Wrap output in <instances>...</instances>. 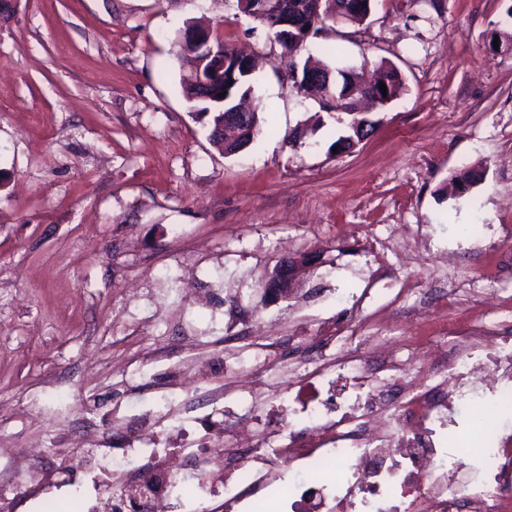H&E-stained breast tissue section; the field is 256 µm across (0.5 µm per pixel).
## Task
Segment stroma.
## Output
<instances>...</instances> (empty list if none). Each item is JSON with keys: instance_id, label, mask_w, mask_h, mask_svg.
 <instances>
[{"instance_id": "obj_1", "label": "stroma", "mask_w": 512, "mask_h": 512, "mask_svg": "<svg viewBox=\"0 0 512 512\" xmlns=\"http://www.w3.org/2000/svg\"><path fill=\"white\" fill-rule=\"evenodd\" d=\"M512 0H379L368 25L336 26L299 57L383 60L406 91L370 112L374 132L332 152L346 121L296 95L287 59L237 0H20L0 23V447L46 445L42 487L81 486L102 512L120 424L150 417L168 455L223 439L212 387L260 368L238 336H282L392 309L422 335L409 281L438 321L456 272L512 289V51L489 46ZM217 26L259 60L262 135L221 154L194 114L178 58L186 21ZM483 178L446 187L460 171ZM306 256L294 295L265 301L286 256ZM187 399L179 421L160 399Z\"/></svg>"}]
</instances>
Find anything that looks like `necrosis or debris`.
I'll return each instance as SVG.
<instances>
[{"label":"necrosis or debris","mask_w":512,"mask_h":512,"mask_svg":"<svg viewBox=\"0 0 512 512\" xmlns=\"http://www.w3.org/2000/svg\"><path fill=\"white\" fill-rule=\"evenodd\" d=\"M480 302L481 314L449 323V344L375 336L363 351L303 357L289 370L293 405L279 428L235 424L188 475L124 449L120 484L143 489L138 512H164L167 490L182 491L188 512H217L206 496L220 465L238 498L269 512L267 491L286 468L317 484L333 475L335 493H318L310 512H512V426L481 430L512 406V298L489 290ZM341 378L349 388L336 398L301 395Z\"/></svg>","instance_id":"1"}]
</instances>
